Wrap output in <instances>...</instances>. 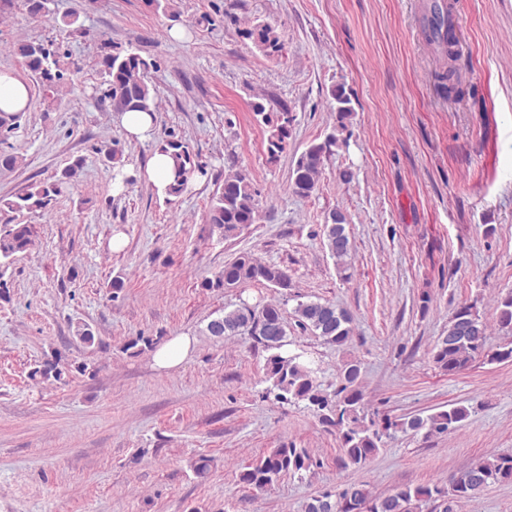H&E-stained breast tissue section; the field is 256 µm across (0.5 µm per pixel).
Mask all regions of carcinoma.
I'll list each match as a JSON object with an SVG mask.
<instances>
[{"label": "carcinoma", "instance_id": "cac0c4a2", "mask_svg": "<svg viewBox=\"0 0 512 512\" xmlns=\"http://www.w3.org/2000/svg\"><path fill=\"white\" fill-rule=\"evenodd\" d=\"M423 33L442 59H457L456 36L450 22L446 0H430L428 13L423 18ZM246 36L274 51L279 49L273 29L257 24L245 31ZM14 53L21 58L25 69L40 80L49 91L58 90L63 78L58 60L51 50L35 41L15 45ZM151 63L139 53L128 50L103 56L98 62V73L107 85L106 96L115 112H155L157 103L148 84ZM336 102L337 127L321 143H312L297 158L290 191L299 197H310L316 191L318 176L324 160L332 148L347 144L337 133L347 129L346 120L352 114L350 97L345 85L332 89ZM252 110L269 128L265 148L270 161L275 162L285 151L291 136V118L288 108L268 107L261 101L252 104ZM22 113L0 112V142L8 139L18 128ZM160 151L173 160V180L168 196L179 197L197 177L207 174L189 146L178 139H167ZM74 167L64 170L52 182L33 184L12 200H0V207L9 211H47L63 194L66 179ZM261 219L257 192L249 175L234 169L224 173L222 185L214 193L208 210V223L226 239L237 237L243 230ZM323 243L336 261L339 273L349 278L352 268L353 244L346 231V218L339 212L331 214V222L323 225ZM34 242L31 224H0V259H11L26 252ZM248 283L269 287H290L288 270L274 263L263 262L248 252L237 254L224 264L214 278L203 283L205 288H237ZM495 317L500 328L512 331V294L495 306ZM294 326L309 331L325 343L341 346L353 336L349 312L335 304L310 300L301 301L294 308ZM206 330L209 335H246L268 352L266 374L271 386L268 393L284 404L302 403L322 423L336 427L343 454L353 465L365 463L383 445V439L398 431H425V435L445 434L458 429L469 416L465 407L454 406L426 417L414 415L393 419L387 415L368 414L364 393L360 386L361 363L350 360L343 363L337 376L336 388L329 392L320 388L312 363L301 353L288 354L290 327L279 306L262 307L242 303L234 309L211 319ZM434 364L444 373L457 374L475 362L487 364L512 362V340L497 345L490 343L488 324L473 304L458 306L448 321V335L440 337L432 349ZM318 466L305 448L281 445L260 457L257 462L239 473V482L257 490L274 487L285 475H301ZM512 481V453L500 454L471 465L446 485L428 484L399 486L392 493L379 496L361 485L348 486L331 499L325 493L310 499L305 512H344L342 503L349 498L372 503L371 512H417L421 504L433 505L432 512H455L457 503L471 500L492 484Z\"/></svg>", "mask_w": 512, "mask_h": 512}]
</instances>
